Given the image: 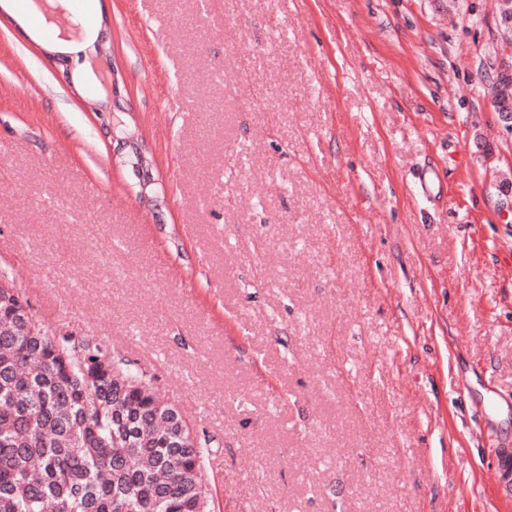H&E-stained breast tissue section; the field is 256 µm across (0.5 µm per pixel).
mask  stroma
I'll return each instance as SVG.
<instances>
[{
	"label": "stroma",
	"instance_id": "obj_1",
	"mask_svg": "<svg viewBox=\"0 0 512 512\" xmlns=\"http://www.w3.org/2000/svg\"><path fill=\"white\" fill-rule=\"evenodd\" d=\"M29 3L0 0V267L179 409L215 512H512L496 0H64L72 45Z\"/></svg>",
	"mask_w": 512,
	"mask_h": 512
}]
</instances>
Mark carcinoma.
Masks as SVG:
<instances>
[{
  "label": "carcinoma",
  "mask_w": 512,
  "mask_h": 512,
  "mask_svg": "<svg viewBox=\"0 0 512 512\" xmlns=\"http://www.w3.org/2000/svg\"><path fill=\"white\" fill-rule=\"evenodd\" d=\"M205 452L146 375L50 334L0 274V512H213Z\"/></svg>",
  "instance_id": "obj_1"
}]
</instances>
